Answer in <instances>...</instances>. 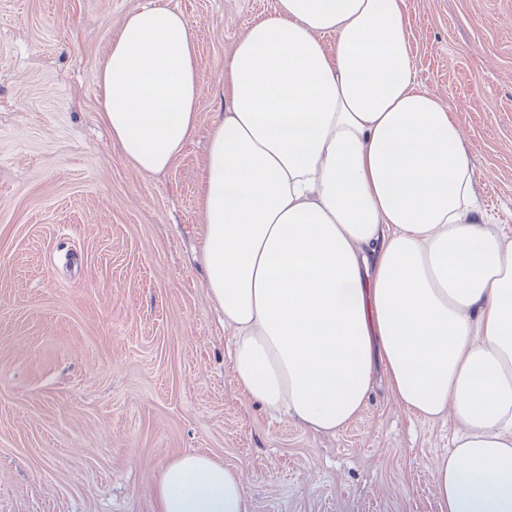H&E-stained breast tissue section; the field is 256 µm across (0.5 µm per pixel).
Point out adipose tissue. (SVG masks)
<instances>
[{
	"mask_svg": "<svg viewBox=\"0 0 512 512\" xmlns=\"http://www.w3.org/2000/svg\"><path fill=\"white\" fill-rule=\"evenodd\" d=\"M98 81L126 158L169 168L197 129L186 16L129 14ZM224 96L201 261L241 395L333 434L384 381L408 414L456 424L441 512H512V239L476 202L451 108L416 80L405 0H278L237 40ZM155 499L249 512L240 468L198 451L161 468Z\"/></svg>",
	"mask_w": 512,
	"mask_h": 512,
	"instance_id": "adipose-tissue-1",
	"label": "adipose tissue"
}]
</instances>
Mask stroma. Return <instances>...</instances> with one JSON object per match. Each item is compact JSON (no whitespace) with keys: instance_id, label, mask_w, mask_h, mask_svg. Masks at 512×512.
I'll return each instance as SVG.
<instances>
[{"instance_id":"obj_1","label":"stroma","mask_w":512,"mask_h":512,"mask_svg":"<svg viewBox=\"0 0 512 512\" xmlns=\"http://www.w3.org/2000/svg\"><path fill=\"white\" fill-rule=\"evenodd\" d=\"M147 0H0V512H156L183 451L244 473L250 512H440L451 427L377 384L336 435L269 417L230 371L198 254L225 65L277 0H162L190 21L198 125L168 170L124 157L98 73ZM416 78L469 136L512 236V0H406Z\"/></svg>"}]
</instances>
